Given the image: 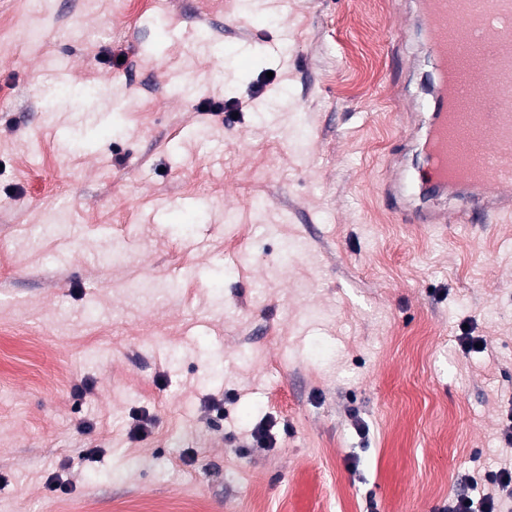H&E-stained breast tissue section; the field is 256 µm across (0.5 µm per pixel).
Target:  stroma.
<instances>
[{
	"mask_svg": "<svg viewBox=\"0 0 512 512\" xmlns=\"http://www.w3.org/2000/svg\"><path fill=\"white\" fill-rule=\"evenodd\" d=\"M240 6L0 0V512H441L512 462V223L377 189L416 13Z\"/></svg>",
	"mask_w": 512,
	"mask_h": 512,
	"instance_id": "35a3bbf8",
	"label": "stroma"
}]
</instances>
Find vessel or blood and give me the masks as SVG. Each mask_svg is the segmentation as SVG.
Here are the masks:
<instances>
[{
    "instance_id": "1",
    "label": "vessel or blood",
    "mask_w": 512,
    "mask_h": 512,
    "mask_svg": "<svg viewBox=\"0 0 512 512\" xmlns=\"http://www.w3.org/2000/svg\"><path fill=\"white\" fill-rule=\"evenodd\" d=\"M419 20L436 61V90L424 127L427 177L434 194L462 195L458 216L411 207L400 174L383 179L380 191L397 201L395 211L404 224H449L481 214L484 223L512 218V0H477L472 11L449 8L448 0H421ZM467 66L464 87L469 122L459 137L482 149L478 162L448 153V59Z\"/></svg>"
}]
</instances>
